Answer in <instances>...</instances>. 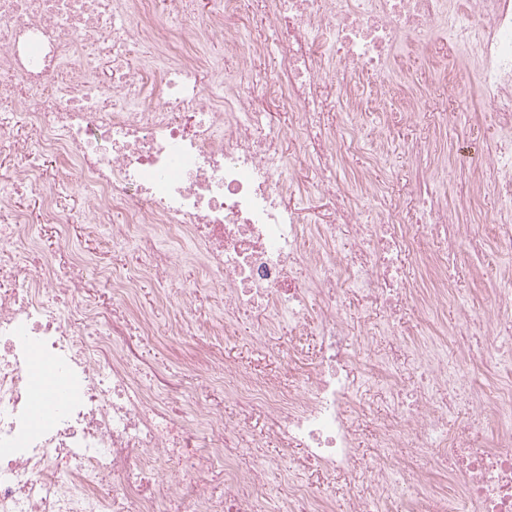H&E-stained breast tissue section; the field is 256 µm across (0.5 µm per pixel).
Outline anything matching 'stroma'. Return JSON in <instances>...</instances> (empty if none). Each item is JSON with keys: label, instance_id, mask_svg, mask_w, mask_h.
<instances>
[{"label": "stroma", "instance_id": "35a3bbf8", "mask_svg": "<svg viewBox=\"0 0 512 512\" xmlns=\"http://www.w3.org/2000/svg\"><path fill=\"white\" fill-rule=\"evenodd\" d=\"M461 49L447 42H435L430 51L418 49L414 39L404 38L398 49L390 77L392 98L384 107L365 104L362 111L348 114L346 103L350 98L364 95L370 78L359 73L348 79L334 78L333 92L324 108L322 121L335 128L338 134L353 139L356 148L337 175L347 183H355L361 176L379 181L386 196L403 212H414L412 177L420 166L438 167L442 177L433 188L439 201L450 205L473 195L471 176L460 167L458 155L483 147L510 148L512 140L501 134L493 113L478 109V92L474 80H460L456 68L462 60ZM416 104L421 117L417 123L406 124L401 118L408 104ZM382 131L389 140V153L384 163L371 162L372 131ZM429 144V153L412 157V144ZM472 210L460 213L459 221L473 225L482 251L475 258H459L449 265L455 280L456 300L450 301L442 314L444 321L455 324L460 301H471L482 306L491 297L502 300L512 298V282L500 280L499 269L505 258L494 248L498 231L496 215L501 204L500 187L489 185L477 196ZM21 208L37 227V240L43 253L48 254L57 266L67 268L74 254L87 256L86 264L79 268L86 280V300L95 307L112 304V292L98 278L100 268L122 266L128 269L137 265V252L113 255L106 240L87 241L77 225H70L66 232L57 226L40 221V198L32 190H22L18 195ZM162 290L151 281L142 285L140 302L154 308L158 314L155 336L145 346L146 355L142 368L145 378H152L155 371H186L196 349L193 336L166 335L169 313L161 301ZM252 318H244L224 326V334L216 344L227 359L235 361L249 372L261 377H276L287 381L283 359L288 354L287 326H280L269 338L265 350H257L251 343Z\"/></svg>", "mask_w": 512, "mask_h": 512}]
</instances>
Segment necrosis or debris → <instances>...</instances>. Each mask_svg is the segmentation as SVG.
<instances>
[{"mask_svg":"<svg viewBox=\"0 0 512 512\" xmlns=\"http://www.w3.org/2000/svg\"><path fill=\"white\" fill-rule=\"evenodd\" d=\"M265 4L271 41L245 40L246 0H0V153L16 164L0 186V512H260L267 478L282 476L276 512H330L337 482L347 512H382L403 497L405 512L429 500L435 512L456 503L472 512H512V379H479L499 357V304L459 310L443 336L397 350L400 337L437 318L454 285L440 275L430 289L404 276L402 259L423 238L441 241L439 265L476 248L472 227L430 197L435 167L416 171L421 207L408 217L377 187L351 188L334 176L348 159L342 137L322 127L329 75L366 72L375 103L387 100L385 70L406 35L430 49L440 30L462 44L479 89L480 109L512 131V0H288ZM220 33L236 66L226 72L191 48L200 28ZM276 52L278 78L261 92L243 79L257 57ZM78 69H71V60ZM286 100L288 128L305 140L299 163L334 203L327 223L303 225L289 205L294 178L257 97ZM65 157L88 191L79 210L65 206L57 181L31 162L33 148ZM477 187L512 180V155L491 150L469 160ZM38 190L42 220L80 225L85 238L109 236L115 253L138 247L136 271L107 273L117 308L84 305L82 277H61L38 257L34 227L16 203ZM357 230L336 250L340 228ZM190 240L203 276L182 287L186 266L155 244L157 230ZM167 289L172 336H220L226 323L252 314V338L265 348L280 325L291 335L285 367L297 383L281 387L199 349L190 375L142 377V339L154 310L135 307L142 281ZM379 308L380 323L354 327L344 311L350 289ZM217 310L196 317L197 302ZM413 308L405 318V308ZM65 379L69 401L53 416L29 419L37 385L25 372L30 350ZM386 371L417 372L424 387L410 400L391 392L371 433L376 455L361 469L355 447L366 404L355 390L358 353ZM224 396L260 414L267 432L301 448L295 460L237 458L238 422L204 395L214 376ZM457 414L460 432L447 429ZM429 455L408 470L393 448ZM315 480L298 482L308 465Z\"/></svg>","mask_w":512,"mask_h":512,"instance_id":"1","label":"necrosis or debris"}]
</instances>
